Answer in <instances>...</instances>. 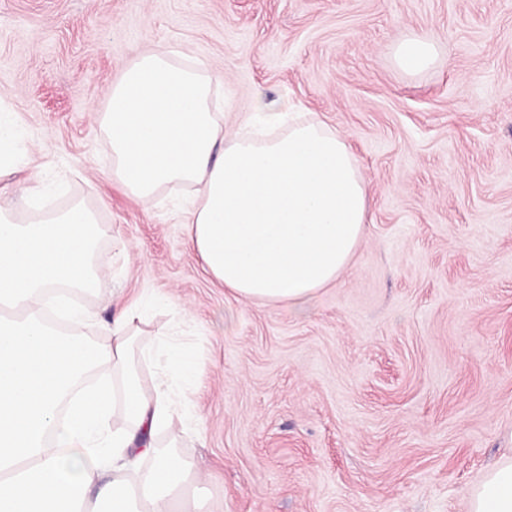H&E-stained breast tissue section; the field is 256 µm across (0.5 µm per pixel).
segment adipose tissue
I'll use <instances>...</instances> for the list:
<instances>
[{"label": "adipose tissue", "mask_w": 512, "mask_h": 512, "mask_svg": "<svg viewBox=\"0 0 512 512\" xmlns=\"http://www.w3.org/2000/svg\"><path fill=\"white\" fill-rule=\"evenodd\" d=\"M208 68L167 47L136 49L98 116L112 181L139 199L195 186L189 239L206 272L238 300L305 312L348 268L365 233L369 185L345 137L318 118L258 107L226 133ZM103 230L75 202L26 224L0 193V512H193L191 465L155 437H176L180 398L200 375L195 354L146 334L127 306L102 340L81 337L87 312L48 295L86 291ZM153 364L151 384L139 365ZM153 460L134 470L136 456ZM469 512H512V455L468 492Z\"/></svg>", "instance_id": "ef3b65f1"}]
</instances>
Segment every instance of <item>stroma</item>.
Returning <instances> with one entry per match:
<instances>
[{
	"mask_svg": "<svg viewBox=\"0 0 512 512\" xmlns=\"http://www.w3.org/2000/svg\"><path fill=\"white\" fill-rule=\"evenodd\" d=\"M413 36L438 50L420 73L395 59ZM158 42L222 74L225 131L276 101L356 157L366 236L306 314L202 270L193 187L113 184L97 115ZM0 116L17 218L80 201L109 231L85 335L153 298L148 331L195 351L176 452L205 479L198 512H468L512 452V0H0Z\"/></svg>",
	"mask_w": 512,
	"mask_h": 512,
	"instance_id": "35a3bbf8",
	"label": "stroma"
}]
</instances>
